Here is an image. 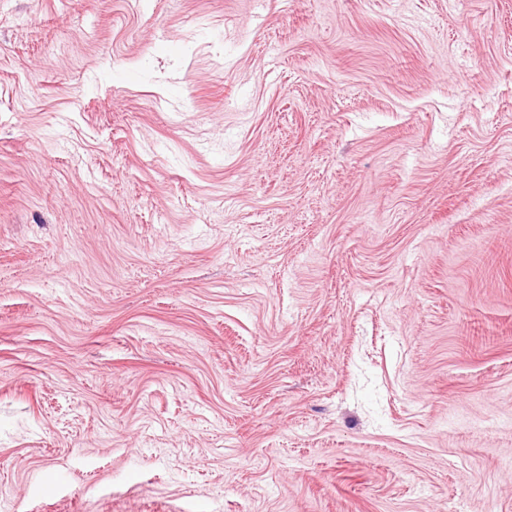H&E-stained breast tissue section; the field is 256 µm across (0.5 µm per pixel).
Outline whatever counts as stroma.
<instances>
[{
	"label": "stroma",
	"mask_w": 512,
	"mask_h": 512,
	"mask_svg": "<svg viewBox=\"0 0 512 512\" xmlns=\"http://www.w3.org/2000/svg\"><path fill=\"white\" fill-rule=\"evenodd\" d=\"M0 512H512V0H0Z\"/></svg>",
	"instance_id": "stroma-1"
}]
</instances>
